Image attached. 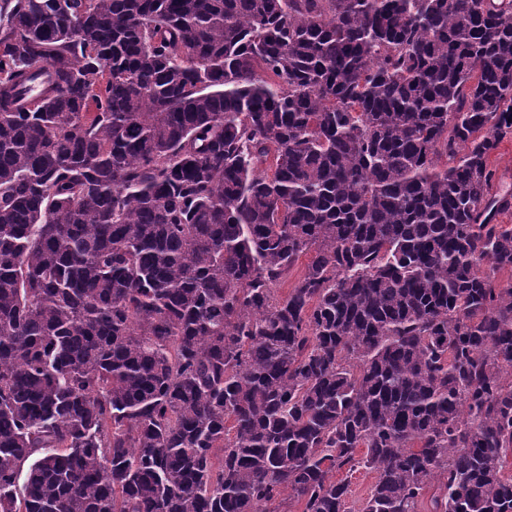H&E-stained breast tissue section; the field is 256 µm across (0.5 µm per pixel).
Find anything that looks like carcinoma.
Instances as JSON below:
<instances>
[{"label":"carcinoma","instance_id":"cac0c4a2","mask_svg":"<svg viewBox=\"0 0 512 512\" xmlns=\"http://www.w3.org/2000/svg\"><path fill=\"white\" fill-rule=\"evenodd\" d=\"M511 133L512 0H0V512H512Z\"/></svg>","mask_w":512,"mask_h":512}]
</instances>
